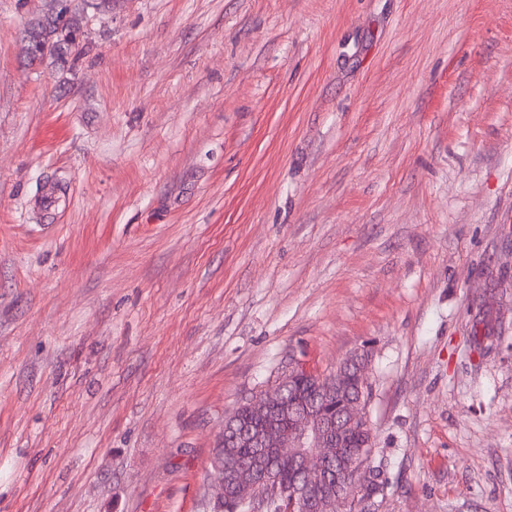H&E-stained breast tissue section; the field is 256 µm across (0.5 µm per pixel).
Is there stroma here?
<instances>
[{"label":"stroma","instance_id":"obj_1","mask_svg":"<svg viewBox=\"0 0 512 512\" xmlns=\"http://www.w3.org/2000/svg\"><path fill=\"white\" fill-rule=\"evenodd\" d=\"M0 0V512H203L225 413L365 355L352 512H512V0ZM54 1L52 13L29 33L28 54L33 60L60 57L76 50L79 27L71 14L72 0Z\"/></svg>","mask_w":512,"mask_h":512}]
</instances>
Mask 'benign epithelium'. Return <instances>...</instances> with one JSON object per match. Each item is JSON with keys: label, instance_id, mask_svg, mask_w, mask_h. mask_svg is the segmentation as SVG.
I'll use <instances>...</instances> for the list:
<instances>
[{"label": "benign epithelium", "instance_id": "obj_1", "mask_svg": "<svg viewBox=\"0 0 512 512\" xmlns=\"http://www.w3.org/2000/svg\"><path fill=\"white\" fill-rule=\"evenodd\" d=\"M363 365L356 354L340 363L326 381L324 399L333 393L341 395L348 374ZM364 406L363 396L358 395L345 399L334 415L319 414L310 406L291 407L293 418L288 428L274 424L259 430L253 437L255 448L250 457L242 460L233 451L215 463L216 470L224 473L218 483L223 491L231 488L238 498L257 503L255 512H262L258 505L260 486H272L274 464L286 462L299 477L290 489L289 512H339L345 484L339 480L334 486L330 484V466L344 431L369 425Z\"/></svg>", "mask_w": 512, "mask_h": 512}]
</instances>
